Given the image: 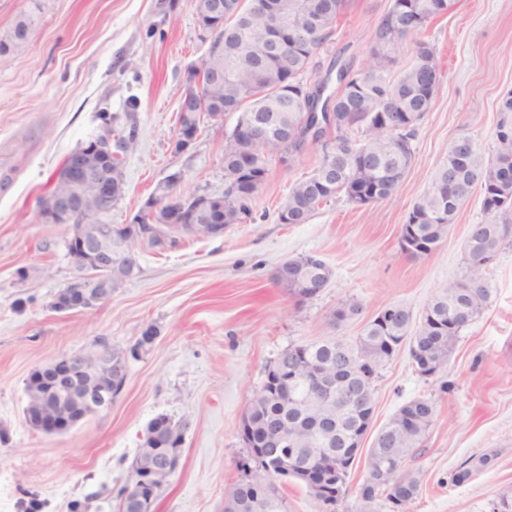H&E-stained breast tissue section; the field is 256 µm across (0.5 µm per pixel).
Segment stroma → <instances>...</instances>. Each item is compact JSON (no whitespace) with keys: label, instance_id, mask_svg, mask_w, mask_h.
<instances>
[{"label":"stroma","instance_id":"35a3bbf8","mask_svg":"<svg viewBox=\"0 0 512 512\" xmlns=\"http://www.w3.org/2000/svg\"><path fill=\"white\" fill-rule=\"evenodd\" d=\"M390 0H351L331 42L328 65L344 53L354 69L370 60L375 28ZM25 12L39 23L28 45L0 54V512H120L122 489L148 423L160 415L188 422L180 466L154 512H224V495L243 479L248 450L243 413L285 349L323 336L352 340L390 305L421 316L436 292L460 280L471 225L488 221L480 194L460 209L434 252L400 248L401 227L432 187L449 142L471 136L495 147L497 104L512 91V0H455L421 35L443 65L432 107L417 127L414 159L396 193L367 206L322 205L305 224H283L278 205L319 164V146L290 163L270 158L253 218L222 235L176 234L175 245L141 241L136 271L92 311H56L75 270L68 227L44 222L40 205L68 157L89 140L137 131L122 160L124 191L107 220L126 224L160 187L219 195L232 114L205 121L186 150L174 147L178 103L191 68L206 58L194 0H0V33ZM320 256L326 288L301 301L275 281L284 261ZM490 304L461 333L448 367L421 375L408 346L374 379V413L364 447L401 406L427 397L436 417L406 468L421 482L411 512H491L512 493V244L487 272ZM358 301L360 314H333ZM154 339L141 345L145 330ZM105 342L135 350L111 408L63 434L24 417L30 375L64 355ZM470 477L456 482L459 471ZM357 456L335 512H392L385 499L364 504Z\"/></svg>","mask_w":512,"mask_h":512}]
</instances>
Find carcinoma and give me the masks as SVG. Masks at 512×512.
<instances>
[{"instance_id": "carcinoma-1", "label": "carcinoma", "mask_w": 512, "mask_h": 512, "mask_svg": "<svg viewBox=\"0 0 512 512\" xmlns=\"http://www.w3.org/2000/svg\"><path fill=\"white\" fill-rule=\"evenodd\" d=\"M224 0V58L209 51L202 62L208 72L224 67V86L211 91L204 112H179L178 124L200 125L203 119L237 115L235 127L247 123L255 112H281L288 122V147L298 155L311 113L326 112L335 132L331 142L336 149L323 153L319 165L308 176L296 181L279 203L278 213L288 214V223H307L320 206L344 197L354 205H366L392 196L413 160L412 140L416 126L431 108L440 72V60L431 44L419 40L411 62L394 70L393 51L407 35L417 36L429 23L445 15L452 0H391L381 17L370 48L368 67L355 71L335 59L338 88L335 95L322 96L321 82L309 78L318 70L317 56L334 35L348 0ZM38 17L26 13L13 27L0 35V52L19 50L15 37L32 34ZM298 29L310 34L295 43L288 34ZM288 44V55L276 53L273 39ZM496 127L494 154L485 156L471 146L465 160H457L455 142L448 145L443 168L436 175L432 190L414 204L411 215L415 231L424 246L413 255L435 251L448 236V228L465 205L475 187H480L483 208L488 213L512 212V91L501 99ZM283 145L275 138L253 144L238 143L231 132L224 146V223L242 224L252 219V201L238 197L232 190L236 175L249 164L251 173L264 183L269 158L281 153ZM512 237V222L490 220L474 224L465 242L468 271L463 279L440 289L428 302L415 334H410L412 313L396 306L397 316L382 323L368 321L352 341L323 338L289 347L281 357L326 364L339 351L368 359L378 369L391 357L390 344L410 340L428 350L430 358L448 367V360L464 327L483 314L489 304L487 265L484 259L495 256ZM54 386L52 378L38 371L29 378L27 390L32 398L43 396ZM247 411L253 421V440L265 444L273 439L275 426L288 429L295 442L288 466L321 471V462L335 457L338 467L331 480L332 495L315 488L318 480L310 475L306 488L325 503L335 502L343 493L353 465L350 449L344 442L360 418L350 406L341 411L337 405L324 406L310 400L304 380L292 383V397L282 398L270 388L253 394ZM435 403L426 397L403 405L378 432L365 458L367 478L359 489L360 498L371 502L383 495L394 506L408 508L420 492L419 479L405 471V460L412 455L423 435L434 422ZM279 468L270 473H253L237 483L230 492L237 512H288V504L278 481Z\"/></svg>"}]
</instances>
